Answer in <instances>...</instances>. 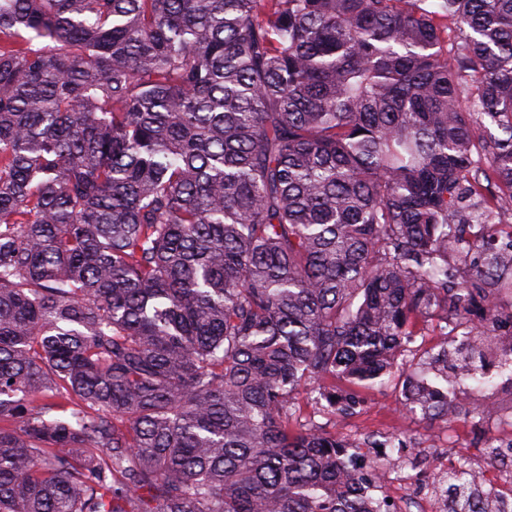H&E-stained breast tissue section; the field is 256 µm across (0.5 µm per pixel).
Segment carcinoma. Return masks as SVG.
I'll list each match as a JSON object with an SVG mask.
<instances>
[{
  "mask_svg": "<svg viewBox=\"0 0 512 512\" xmlns=\"http://www.w3.org/2000/svg\"><path fill=\"white\" fill-rule=\"evenodd\" d=\"M511 212L512 0H0V512H383L300 394L512 362Z\"/></svg>",
  "mask_w": 512,
  "mask_h": 512,
  "instance_id": "cac0c4a2",
  "label": "carcinoma"
}]
</instances>
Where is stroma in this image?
I'll return each instance as SVG.
<instances>
[{
  "label": "stroma",
  "mask_w": 512,
  "mask_h": 512,
  "mask_svg": "<svg viewBox=\"0 0 512 512\" xmlns=\"http://www.w3.org/2000/svg\"><path fill=\"white\" fill-rule=\"evenodd\" d=\"M489 369L492 381L487 387L463 385L461 412L448 422L408 412L400 387L394 385L361 390L359 409L346 418L329 419L308 399L302 400L301 410L306 419L353 443L399 435L406 455L422 468H454L464 460L477 468L487 463L484 451L490 439L512 436V371L494 363Z\"/></svg>",
  "instance_id": "35a3bbf8"
}]
</instances>
